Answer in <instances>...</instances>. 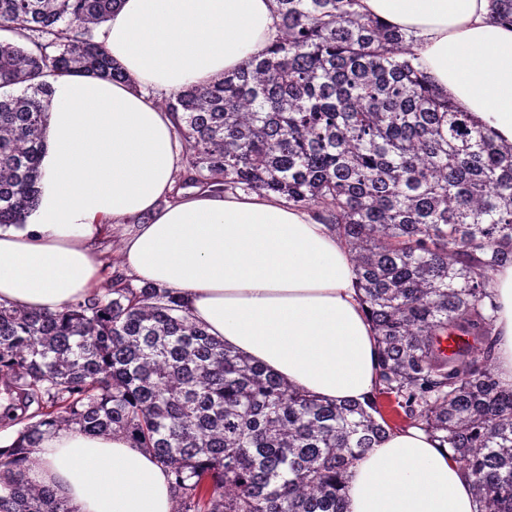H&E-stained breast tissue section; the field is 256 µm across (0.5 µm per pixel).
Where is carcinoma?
I'll return each mask as SVG.
<instances>
[{
  "mask_svg": "<svg viewBox=\"0 0 512 512\" xmlns=\"http://www.w3.org/2000/svg\"><path fill=\"white\" fill-rule=\"evenodd\" d=\"M359 0H275L278 34L237 72L163 99L174 191L277 194L348 248L380 350L377 394L322 400L231 352L173 291L114 271L61 312L0 305V512H78L33 477L61 429L123 433L173 476L175 512H345L351 468L391 431L377 396L436 436L479 512H512V387L496 379L491 288L512 262V144L413 64ZM118 0H0V226L41 182L50 78L129 81L97 38ZM450 332L470 341L453 357Z\"/></svg>",
  "mask_w": 512,
  "mask_h": 512,
  "instance_id": "carcinoma-1",
  "label": "carcinoma"
}]
</instances>
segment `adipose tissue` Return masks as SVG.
I'll list each match as a JSON object with an SVG mask.
<instances>
[{
  "label": "adipose tissue",
  "mask_w": 512,
  "mask_h": 512,
  "mask_svg": "<svg viewBox=\"0 0 512 512\" xmlns=\"http://www.w3.org/2000/svg\"><path fill=\"white\" fill-rule=\"evenodd\" d=\"M413 34L437 87L512 143V25L489 0H359ZM273 0H119L100 38L127 73L53 82L42 191L26 223L0 226V303L59 311L100 282L97 242L132 223L129 277L177 291L225 348L330 401L374 392L378 350L335 232L276 195L174 193L183 167L158 97L237 71L277 34ZM147 223H138V216ZM495 375L512 387V264L496 271ZM79 512H173L170 478L119 434L59 430L30 456ZM472 481L414 427L390 432L349 476L346 512H477Z\"/></svg>",
  "instance_id": "obj_1"
}]
</instances>
